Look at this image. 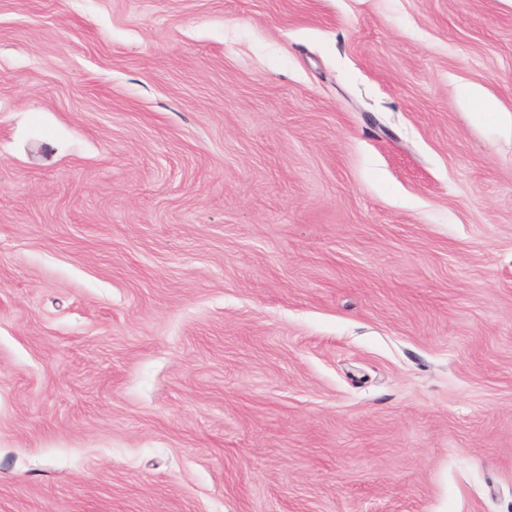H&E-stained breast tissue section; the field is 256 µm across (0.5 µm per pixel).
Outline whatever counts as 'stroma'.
I'll list each match as a JSON object with an SVG mask.
<instances>
[{
    "label": "stroma",
    "instance_id": "1",
    "mask_svg": "<svg viewBox=\"0 0 512 512\" xmlns=\"http://www.w3.org/2000/svg\"><path fill=\"white\" fill-rule=\"evenodd\" d=\"M505 112L512 0H0V512H512Z\"/></svg>",
    "mask_w": 512,
    "mask_h": 512
}]
</instances>
